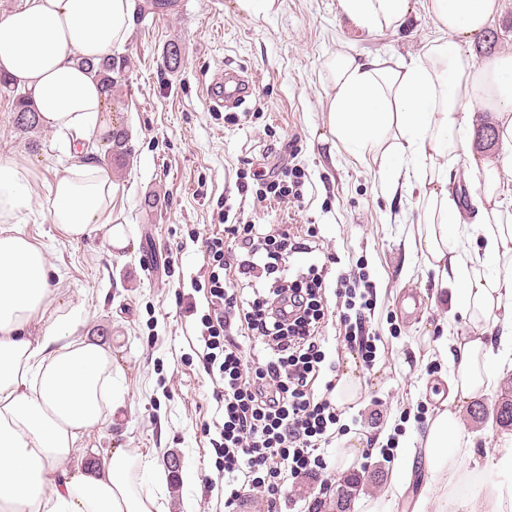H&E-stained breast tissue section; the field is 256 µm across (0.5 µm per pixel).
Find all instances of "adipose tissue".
I'll return each instance as SVG.
<instances>
[{
  "label": "adipose tissue",
  "mask_w": 512,
  "mask_h": 512,
  "mask_svg": "<svg viewBox=\"0 0 512 512\" xmlns=\"http://www.w3.org/2000/svg\"><path fill=\"white\" fill-rule=\"evenodd\" d=\"M339 6L362 32L401 29L412 12L410 0ZM425 9L439 35L416 57H327L328 121L319 141L371 160L387 181L410 177L425 221L417 244L449 292L445 315L471 327L453 344L448 395L427 420L422 460L400 448L402 468L391 479L398 491L421 469L413 512H446L456 456L473 445L463 424L470 403L491 394L512 361V53L480 63L469 49L498 0H427ZM135 11V0H19L0 17V73L28 93L43 128L79 149L42 197L33 193L31 165L0 156V512H155L163 490L153 460L122 448L60 476L115 408L112 352L81 336L83 304H55L58 273L22 229L40 208L71 239L96 229L109 246H126L112 222L119 186L87 155L107 104L93 66L123 52ZM480 110L496 129L499 158L474 150ZM458 164L477 175L466 209L450 189ZM462 235L469 248L449 249ZM138 468L149 481L134 483Z\"/></svg>",
  "instance_id": "1"
}]
</instances>
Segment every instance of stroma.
Wrapping results in <instances>:
<instances>
[{
	"label": "stroma",
	"mask_w": 512,
	"mask_h": 512,
	"mask_svg": "<svg viewBox=\"0 0 512 512\" xmlns=\"http://www.w3.org/2000/svg\"><path fill=\"white\" fill-rule=\"evenodd\" d=\"M424 0L397 31L360 33L344 22L339 0H276L268 15L241 12L235 0H169L164 11L136 14L124 83L107 116L126 134V153L108 169L119 191L112 215L129 244L108 249L100 231L66 237L38 209L23 230L45 248L62 275L61 299L85 305L82 335L107 345L118 370L121 397L100 430L83 437L71 466L101 463L113 449L156 455L165 466L177 455V476H166L160 512H238L226 505L219 461L205 429L219 420L213 384L200 362V312H180L181 295L205 274L201 240L223 221L288 224L300 237L318 231L314 249L293 255L306 266L334 257L333 271L366 274L376 289L370 325L376 332L373 367L359 366L362 391L343 405L337 431L320 453V479L290 480L277 512H336L342 453L349 439L366 448L350 471L362 487V512L384 502L396 462L383 450L413 440L435 405L433 380L450 375L438 340L469 332L463 319L448 323L435 301V274L414 245L422 213L404 186L383 180L376 165L318 143L327 123L324 61L343 50L364 57L416 55L437 37ZM177 43L180 64L169 68L166 49ZM243 70L252 93L238 108L211 106L204 82ZM14 96L0 93V155L34 160L33 191L44 196L67 148L51 133L18 130ZM298 169L307 180L301 201H257L242 196L238 175ZM417 294L419 307L408 304ZM504 389L478 398L481 422H468L475 460L461 470L495 466L497 450L512 444V427L489 411ZM327 493H320L321 485Z\"/></svg>",
	"instance_id": "35a3bbf8"
}]
</instances>
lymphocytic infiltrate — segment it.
Wrapping results in <instances>:
<instances>
[{"label":"lymphocytic infiltrate","instance_id":"1","mask_svg":"<svg viewBox=\"0 0 512 512\" xmlns=\"http://www.w3.org/2000/svg\"><path fill=\"white\" fill-rule=\"evenodd\" d=\"M302 178L298 170L273 181L259 175L240 189L261 201L298 202ZM316 235L311 228L306 239H299L284 224L268 231L254 224H226L202 241L208 275L193 285L204 291L207 303L206 313H200L201 364L223 411L213 448L223 460L232 502L251 487L280 496L288 480L323 470L319 449L338 417L336 382L321 378L326 355L320 327L328 312L336 313L350 352L368 366L376 358L377 336L369 327L372 284L359 291L349 275L338 274L331 309L325 299L328 265L294 268L287 263L307 250V238ZM240 334L263 343L269 357L261 362L248 358L236 340ZM318 383L323 386L319 396L314 393Z\"/></svg>","mask_w":512,"mask_h":512}]
</instances>
